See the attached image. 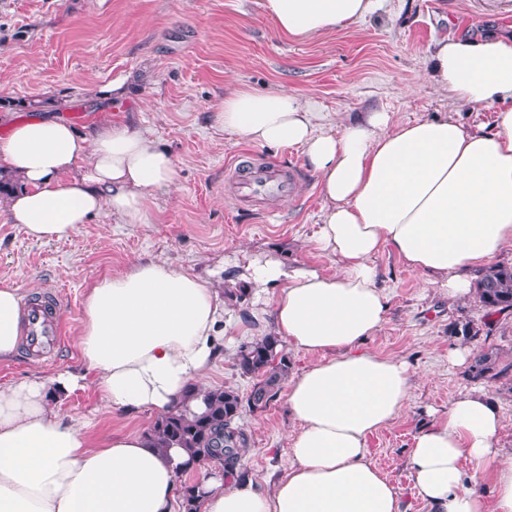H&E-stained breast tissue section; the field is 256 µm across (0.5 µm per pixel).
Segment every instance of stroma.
I'll use <instances>...</instances> for the list:
<instances>
[{
    "label": "stroma",
    "mask_w": 512,
    "mask_h": 512,
    "mask_svg": "<svg viewBox=\"0 0 512 512\" xmlns=\"http://www.w3.org/2000/svg\"><path fill=\"white\" fill-rule=\"evenodd\" d=\"M492 26L512 34V0H378L363 20L313 39L281 33L259 0H0V135L43 107L80 130L133 120L177 165L172 191L152 203L146 224H118L104 213L69 239L38 242L0 217V280L23 294L53 291L66 304L64 344L46 357L22 351L0 362V384L35 373L85 375L75 340L86 292L136 263L163 261L218 288L225 261L241 249L335 271L333 257L313 243L323 197L302 150L238 140L213 126L214 106L233 86L285 89L340 124L376 111L406 121L452 110L475 125L488 110L452 108L429 77L430 55L441 38ZM117 79L125 82L121 102L100 98V89ZM243 160L294 172L290 195L243 200L230 177ZM373 263L389 309L365 348L408 363L413 397L392 423L368 436L369 458L408 512H432L413 486L409 450L421 428L446 417L458 392L473 388L466 366L448 361L461 345L448 327L459 319L483 325L485 311L473 297L448 301L394 252L383 251ZM271 305L269 296L252 293L230 303L224 357L208 374L212 387L249 397L256 379L241 373L238 354L273 334ZM59 412L93 434L144 431L156 419L147 410L111 412L89 383L70 393ZM239 423L249 437L241 460L248 479L272 486L288 469L289 439L300 428L286 394L262 408L244 406Z\"/></svg>",
    "instance_id": "1"
}]
</instances>
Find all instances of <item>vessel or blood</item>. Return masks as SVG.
<instances>
[{
    "instance_id": "b4317fda",
    "label": "vessel or blood",
    "mask_w": 512,
    "mask_h": 512,
    "mask_svg": "<svg viewBox=\"0 0 512 512\" xmlns=\"http://www.w3.org/2000/svg\"><path fill=\"white\" fill-rule=\"evenodd\" d=\"M237 182L248 197L285 196L292 183L281 170L252 168L238 175ZM65 307L51 291L38 297L21 296L22 344L30 353L48 354L64 341Z\"/></svg>"
}]
</instances>
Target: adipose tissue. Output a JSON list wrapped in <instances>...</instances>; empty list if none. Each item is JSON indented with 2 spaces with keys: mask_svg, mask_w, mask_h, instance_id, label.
<instances>
[{
  "mask_svg": "<svg viewBox=\"0 0 512 512\" xmlns=\"http://www.w3.org/2000/svg\"><path fill=\"white\" fill-rule=\"evenodd\" d=\"M376 0H262L284 34L313 37L364 18ZM430 75L453 103L495 110L492 129L451 115L395 120L373 112L326 129L285 90L229 89L215 126L271 147L302 148L324 200L315 246L336 272L288 267L240 251L224 282L271 295L279 338L313 356L288 383L300 424L287 473L270 489L201 473L200 512H404L400 495L370 462L366 440L405 409L411 376L400 360L364 350L385 323L387 299L373 258L394 251L449 299L471 293L468 270L512 245V36L461 35L438 42ZM0 173L24 184L4 209L39 242L69 238L107 213L150 220L175 182L176 163L133 123L78 132L51 117L13 121L0 138ZM20 295L0 282V362L19 345ZM225 302L202 277L163 262L113 272L89 288L76 345L112 411L171 410L195 391L219 354ZM80 377L34 375L0 385V512H174L182 448L144 433L90 436L64 423L59 405ZM500 406L482 389L456 395L444 420L422 428L409 450L411 479L432 512H512V458L497 440ZM492 475H484L487 463Z\"/></svg>",
  "mask_w": 512,
  "mask_h": 512,
  "instance_id": "ef3b65f1",
  "label": "adipose tissue"
}]
</instances>
